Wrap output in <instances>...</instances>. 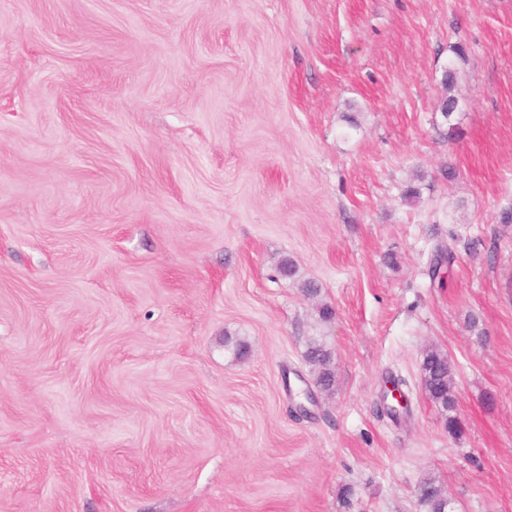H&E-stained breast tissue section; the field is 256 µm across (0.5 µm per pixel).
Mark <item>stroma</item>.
<instances>
[{
  "mask_svg": "<svg viewBox=\"0 0 512 512\" xmlns=\"http://www.w3.org/2000/svg\"><path fill=\"white\" fill-rule=\"evenodd\" d=\"M508 209L512 0H0V512H512ZM306 358L316 367V385L321 390L329 391L335 383V367L332 353L317 340H310L307 345ZM454 367L448 355L429 347L422 352L420 364L421 383L428 399L446 412V426L449 434L457 429L455 410ZM418 502L424 512H454L451 498L444 494L433 478H426L421 483Z\"/></svg>",
  "mask_w": 512,
  "mask_h": 512,
  "instance_id": "obj_1",
  "label": "stroma"
}]
</instances>
